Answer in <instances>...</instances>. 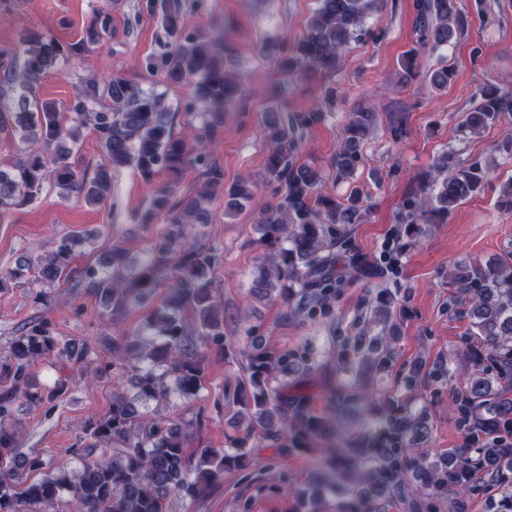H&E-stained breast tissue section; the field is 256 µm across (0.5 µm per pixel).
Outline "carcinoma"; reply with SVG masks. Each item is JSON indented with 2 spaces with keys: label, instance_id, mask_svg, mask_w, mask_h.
I'll return each instance as SVG.
<instances>
[{
  "label": "carcinoma",
  "instance_id": "1",
  "mask_svg": "<svg viewBox=\"0 0 512 512\" xmlns=\"http://www.w3.org/2000/svg\"><path fill=\"white\" fill-rule=\"evenodd\" d=\"M379 0H318L306 33L287 50L277 42L264 49L277 69L295 73L316 68L327 77L341 66L348 45L365 34L366 19ZM147 11L160 14L170 38L171 52L163 74L171 83L189 84L194 101L206 108L211 120L196 147L177 137L175 114L160 93L146 92L120 76L100 79L87 75L67 104L46 101L39 95L42 80L62 72L88 47L107 35L106 22L93 16L82 37L62 43L38 36L23 50H0V131L18 136L24 149L12 167L0 168V214L37 198L51 185L62 200L98 204L112 193V172L131 167L150 184L158 176L169 180L154 193L142 222L159 210L176 213L154 242L150 257L136 264L125 249L112 248L102 265H87L81 280L99 296L104 313L126 309L150 297L165 278H172L171 293L145 317L143 330L150 340L125 336L112 341V365L132 373L136 393L117 394L102 416L90 421L79 447L81 457L74 477L60 471L28 482L11 467L18 456L19 431L11 422V407L22 399L33 406L62 396L68 383L52 388L31 380L37 361L54 357L84 363L91 356L87 345H75L55 333L51 322L33 321L9 342L0 356V381L10 388L0 393V512L40 508L50 512L63 495L77 505V512H165L173 495L203 498L219 484L224 472L248 465L256 444L265 442L288 457L305 452L314 439L336 431L338 417L317 416L304 392L313 359L300 362L296 355L248 341L240 352L243 374L227 379L224 406L236 408L232 419L238 436L232 448H190L201 423L149 416L137 404L159 402L169 385L184 394L197 393L205 374L206 350L224 339V320L216 310L210 274L220 260L215 247L194 245L188 227L200 222L201 205L224 187V172L206 161L204 147L222 130L219 116L239 102L243 87L224 62L236 54L228 44L210 39L183 37V0H147ZM415 31L420 44L434 49L448 45L468 26V17L456 0H415ZM452 69L442 65L427 74L430 87L448 86ZM288 92L274 86L276 99L267 110L264 137L270 144L259 177H246L228 190L229 209L254 198L263 183L273 187L272 199L260 207L255 220L259 241L269 249L267 263L253 273L254 295L277 298L296 312L311 311L330 300L336 286V226L355 224L361 217L360 198L341 203L320 190L321 175L294 160L303 132L319 123L322 110L311 107L291 115L281 113L278 99ZM110 100L98 108L101 98ZM512 111V97L494 85L475 94L464 130H479ZM375 114L359 108L349 114L346 137L336 154V175L352 174ZM92 126L102 148L103 161L88 176L73 158L65 141L77 144L82 129ZM199 169L194 196L177 197L186 167ZM433 178L418 185L405 204L400 223L411 238L422 235V225L443 222L450 209L477 194L487 182L486 170L477 162L464 165L452 153L439 154ZM76 241L63 237L47 254L27 249L26 260L0 271V290L15 286L32 288L68 280L73 273ZM457 293L449 301L454 312L469 319L461 338L469 369L464 386L455 391L452 405L467 436L466 444L448 450L440 464L427 455L407 459L409 451L425 443L430 434L424 417L406 406L390 410L385 423L357 433L344 444L348 451L325 462L327 475L290 490L297 512H323L336 493V512H345L348 501L362 512H375V503L403 496L411 487L441 496L466 489L479 474L488 480L492 494L487 512H512V258L484 265H460L452 275ZM394 299L382 293L373 316L392 320ZM389 342L375 343L372 356L360 361L361 373L372 363L389 359ZM148 361L151 366L144 367Z\"/></svg>",
  "mask_w": 512,
  "mask_h": 512
}]
</instances>
